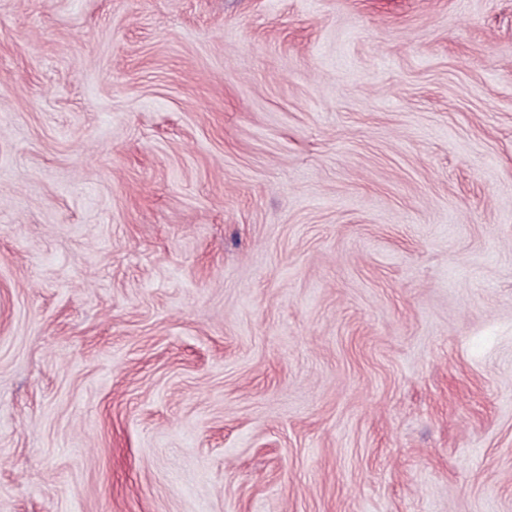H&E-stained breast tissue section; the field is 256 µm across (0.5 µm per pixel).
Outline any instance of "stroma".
<instances>
[{"mask_svg":"<svg viewBox=\"0 0 512 512\" xmlns=\"http://www.w3.org/2000/svg\"><path fill=\"white\" fill-rule=\"evenodd\" d=\"M0 512H512V0H0Z\"/></svg>","mask_w":512,"mask_h":512,"instance_id":"35a3bbf8","label":"stroma"}]
</instances>
